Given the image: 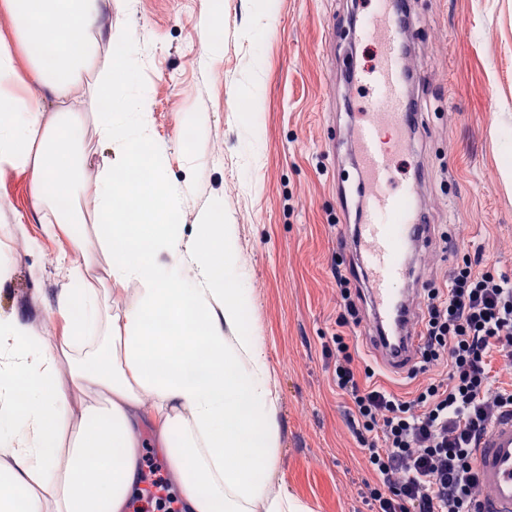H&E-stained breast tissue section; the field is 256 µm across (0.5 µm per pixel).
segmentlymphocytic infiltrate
<instances>
[{
    "label": "lymphocytic infiltrate",
    "mask_w": 512,
    "mask_h": 512,
    "mask_svg": "<svg viewBox=\"0 0 512 512\" xmlns=\"http://www.w3.org/2000/svg\"><path fill=\"white\" fill-rule=\"evenodd\" d=\"M332 274L339 313L325 348L336 354L333 381L370 476L371 512H481L478 443L512 408V279L467 253L444 287L426 289L411 370L423 381L401 394L373 383V370L362 367L350 334L363 321L361 294L350 287L351 268L338 263ZM163 470V461L147 457L139 512H178Z\"/></svg>",
    "instance_id": "f902f5d3"
}]
</instances>
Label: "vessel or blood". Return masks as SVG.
Returning a JSON list of instances; mask_svg holds the SVG:
<instances>
[{"mask_svg":"<svg viewBox=\"0 0 512 512\" xmlns=\"http://www.w3.org/2000/svg\"><path fill=\"white\" fill-rule=\"evenodd\" d=\"M401 0H370L358 19L357 39L377 47L375 63L357 77L368 88L370 101L357 113L353 165L368 191L354 223L342 225L341 239L356 256L367 293L366 329L383 364L401 372L420 346L418 310L407 300L411 287L428 284L411 275L407 247L417 244L429 252L432 239L419 222L415 205L418 180L395 176V160L403 144L399 131L409 122L407 67L398 35ZM478 477L487 492V512H512V410L505 411L482 435L478 448Z\"/></svg>","mask_w":512,"mask_h":512,"instance_id":"obj_1","label":"vessel or blood"}]
</instances>
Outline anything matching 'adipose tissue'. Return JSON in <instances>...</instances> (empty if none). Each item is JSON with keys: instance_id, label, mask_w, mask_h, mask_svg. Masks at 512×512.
Segmentation results:
<instances>
[{"instance_id": "adipose-tissue-1", "label": "adipose tissue", "mask_w": 512, "mask_h": 512, "mask_svg": "<svg viewBox=\"0 0 512 512\" xmlns=\"http://www.w3.org/2000/svg\"><path fill=\"white\" fill-rule=\"evenodd\" d=\"M112 0H0L14 41L0 39V170L32 173L49 235L81 245L49 342L22 319L0 318V512H127L140 480L138 433L150 427L168 458L183 512H306L275 485L276 391L255 328L236 227L203 211L194 237L169 222L184 193L164 173L167 146L150 135L145 92L133 87L131 49L91 83L82 76L102 42ZM25 51L37 84L59 102L44 122L38 101L10 87ZM95 105L99 142L117 157L95 181V205L72 147L82 121L70 96ZM150 166L149 183L124 180ZM95 241L105 262L86 252ZM135 284L138 299L110 308L101 291Z\"/></svg>"}]
</instances>
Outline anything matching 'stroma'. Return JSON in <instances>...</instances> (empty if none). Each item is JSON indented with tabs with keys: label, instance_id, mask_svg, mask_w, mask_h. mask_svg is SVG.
I'll return each mask as SVG.
<instances>
[{
	"label": "stroma",
	"instance_id": "stroma-1",
	"mask_svg": "<svg viewBox=\"0 0 512 512\" xmlns=\"http://www.w3.org/2000/svg\"><path fill=\"white\" fill-rule=\"evenodd\" d=\"M417 30L411 97L424 122L411 136L422 169L406 161L397 177L420 175L421 213L441 248L428 282L440 284L463 250L512 278V0H410ZM360 0H112L111 45L96 69L137 46L134 72L146 91L152 134L166 143L165 174L185 185L171 221L191 234L201 210L219 203V224L238 228L250 289L248 322L262 337L278 396V481L311 512H368L365 471L344 423L346 403L331 381L325 341L336 330L335 259L352 262L339 239L337 176L351 169L354 143L345 115L362 111L365 89H349L354 68L373 53L349 51ZM222 49L211 55L208 40ZM260 86L253 158L239 96ZM83 117L89 190L115 155L97 142L94 107ZM209 118L192 142L184 120ZM344 142L341 155L329 133ZM31 174L0 173V316H16L48 338L68 284L60 255L75 244L45 233L49 210L35 208Z\"/></svg>",
	"mask_w": 512,
	"mask_h": 512
}]
</instances>
